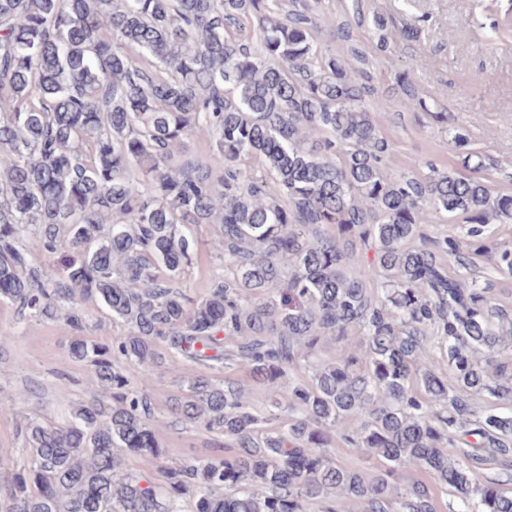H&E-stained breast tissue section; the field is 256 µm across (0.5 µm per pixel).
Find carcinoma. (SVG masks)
Wrapping results in <instances>:
<instances>
[{
	"label": "carcinoma",
	"instance_id": "obj_1",
	"mask_svg": "<svg viewBox=\"0 0 512 512\" xmlns=\"http://www.w3.org/2000/svg\"><path fill=\"white\" fill-rule=\"evenodd\" d=\"M319 4L0 0V302L64 315L100 383L66 423L27 421V466L0 512H183L187 498L193 512H307L314 499L435 512L438 487L460 512H512L479 478L512 465V309L476 273L481 260L512 275V248L486 230L512 221V196L472 152L389 173L357 81L371 61ZM324 30L341 53L322 51ZM398 81L403 107L448 123L410 73ZM190 139L206 150L188 153ZM445 218L462 237L434 235ZM202 224L219 231L224 275L196 302L182 274ZM90 301L126 328L110 345L86 336ZM431 338L448 380L429 366ZM161 348L212 371L235 363L268 409L191 377L171 411L229 453L162 463L157 480L123 468V452L165 453L163 420L122 364L147 368ZM301 358L310 381L282 393ZM488 397L508 406L479 410ZM339 442L380 469L338 464ZM411 465L428 480L402 483Z\"/></svg>",
	"mask_w": 512,
	"mask_h": 512
}]
</instances>
